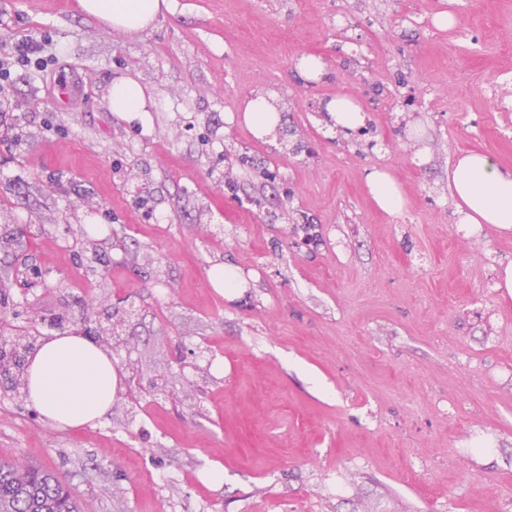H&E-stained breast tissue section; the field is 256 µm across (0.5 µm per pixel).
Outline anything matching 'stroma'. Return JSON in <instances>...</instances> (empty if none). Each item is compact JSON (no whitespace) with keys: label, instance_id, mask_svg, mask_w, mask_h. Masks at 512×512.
Segmentation results:
<instances>
[{"label":"stroma","instance_id":"35a3bbf8","mask_svg":"<svg viewBox=\"0 0 512 512\" xmlns=\"http://www.w3.org/2000/svg\"><path fill=\"white\" fill-rule=\"evenodd\" d=\"M445 3L173 0L132 36L78 0H0V43L45 34L54 53L13 74L0 116V336L56 334L57 314L95 329L80 307L104 296L125 377L100 422L59 430L0 375L1 460L54 471L82 512L512 503V232L466 245L448 188L465 151L512 167V0H457L435 26ZM305 54L324 77L301 76ZM120 77L147 125L111 111ZM257 91L284 143L233 121ZM347 92L374 149L317 117ZM375 165L401 216L368 197ZM365 185L376 206L391 216L403 214L408 205L402 187L384 166L366 171Z\"/></svg>","mask_w":512,"mask_h":512}]
</instances>
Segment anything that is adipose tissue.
Listing matches in <instances>:
<instances>
[{
  "instance_id": "1",
  "label": "adipose tissue",
  "mask_w": 512,
  "mask_h": 512,
  "mask_svg": "<svg viewBox=\"0 0 512 512\" xmlns=\"http://www.w3.org/2000/svg\"><path fill=\"white\" fill-rule=\"evenodd\" d=\"M83 12L112 28L139 34L159 16L171 11V0H79ZM110 109L127 120L144 118L147 95L132 78H118L109 93ZM365 185L383 212L403 214L408 200L390 171L367 170ZM461 224H488L512 231V169L499 166L482 153L460 155L448 172ZM23 378L29 402L58 429L94 424L111 409L123 379L102 346L79 334L44 338L28 357Z\"/></svg>"
}]
</instances>
